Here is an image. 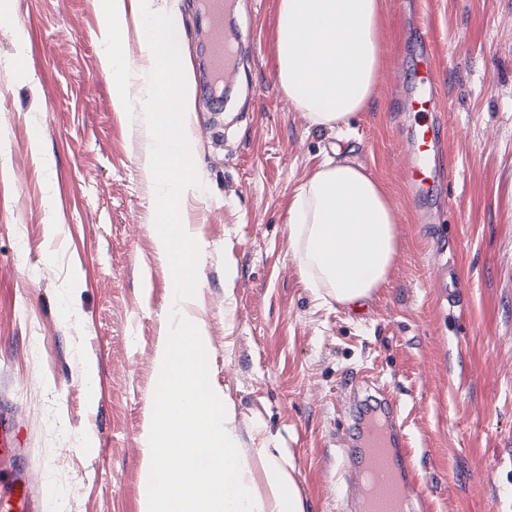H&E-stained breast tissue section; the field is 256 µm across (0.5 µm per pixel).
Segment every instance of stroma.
Masks as SVG:
<instances>
[{
  "instance_id": "stroma-1",
  "label": "stroma",
  "mask_w": 512,
  "mask_h": 512,
  "mask_svg": "<svg viewBox=\"0 0 512 512\" xmlns=\"http://www.w3.org/2000/svg\"><path fill=\"white\" fill-rule=\"evenodd\" d=\"M377 99L311 128L275 75L278 0H236L249 42L222 107L196 90L198 311L239 445L288 449L309 512H346L355 408L396 397L430 512H512V0H384ZM432 29L452 175L422 217L403 182L402 112ZM99 0H0V404L45 512H139L140 432L171 273L138 167L151 142L117 111ZM340 145L385 186L399 246L361 311L321 303L292 256L288 204ZM463 283L439 286L443 260ZM96 382L87 385L86 367Z\"/></svg>"
}]
</instances>
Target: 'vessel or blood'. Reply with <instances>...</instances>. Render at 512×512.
Listing matches in <instances>:
<instances>
[{"instance_id": "obj_1", "label": "vessel or blood", "mask_w": 512, "mask_h": 512, "mask_svg": "<svg viewBox=\"0 0 512 512\" xmlns=\"http://www.w3.org/2000/svg\"><path fill=\"white\" fill-rule=\"evenodd\" d=\"M234 0H202L207 25L201 40L208 51L210 75L214 85L233 82L238 58L234 44L224 34V15ZM415 86L404 96V107L415 114L434 111L437 94L436 76L429 54H422L414 73ZM439 131L435 127L415 124L401 139L406 162L403 180L414 198L428 200L435 183L441 178ZM384 421L369 422L363 435L359 467L373 469L378 482L372 494L358 498L359 512H426L428 500L418 487L412 457L405 442L400 411L389 398L379 401ZM24 451L8 413L0 410V460L12 461ZM43 495L30 482L28 471L15 472L7 492H0V512H42Z\"/></svg>"}]
</instances>
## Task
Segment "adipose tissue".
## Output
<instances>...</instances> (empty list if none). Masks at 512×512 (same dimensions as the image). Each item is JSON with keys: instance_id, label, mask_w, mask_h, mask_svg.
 I'll return each mask as SVG.
<instances>
[{"instance_id": "ef3b65f1", "label": "adipose tissue", "mask_w": 512, "mask_h": 512, "mask_svg": "<svg viewBox=\"0 0 512 512\" xmlns=\"http://www.w3.org/2000/svg\"><path fill=\"white\" fill-rule=\"evenodd\" d=\"M103 70L118 79L117 108L136 111L151 141L140 159L163 223L150 225L172 273L170 312L155 355L156 391L141 434L140 512H306L286 449L239 446L236 414L210 377V343L196 310L199 240L183 209L197 195L193 86L180 37L154 45L145 65L125 59L127 15L163 28L156 0H105ZM383 0H278L276 78L311 127L339 131L374 102L383 64ZM139 81L137 101L126 87ZM287 222L307 288L359 309L387 280L398 247L380 181L350 158H326L297 187Z\"/></svg>"}]
</instances>
